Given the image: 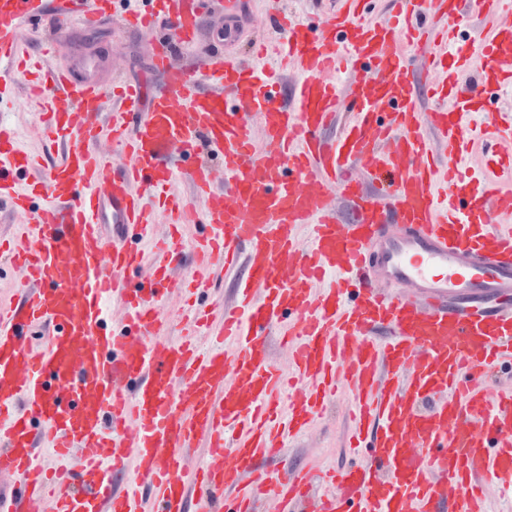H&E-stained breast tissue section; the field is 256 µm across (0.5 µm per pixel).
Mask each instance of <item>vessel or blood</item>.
Masks as SVG:
<instances>
[{"instance_id":"b4317fda","label":"vessel or blood","mask_w":512,"mask_h":512,"mask_svg":"<svg viewBox=\"0 0 512 512\" xmlns=\"http://www.w3.org/2000/svg\"><path fill=\"white\" fill-rule=\"evenodd\" d=\"M329 2L314 31L266 0L271 35L199 68L168 49L196 43V0L129 13L169 31L148 98L105 85L94 59L47 68L25 47L34 18L90 26L112 0H0V83L31 73L23 104L62 150L41 167L0 121V202L33 214L0 240L25 273L0 305V512H486L488 481L512 499V387L490 382L512 364V0H394L391 23ZM269 57L294 80L288 104L259 76ZM203 146L223 175L166 161ZM178 179L191 198L170 199ZM164 203L210 235L128 246ZM189 256L198 294L248 269L208 347L206 309L177 337L164 313ZM339 395L352 461L289 468L287 439Z\"/></svg>"}]
</instances>
